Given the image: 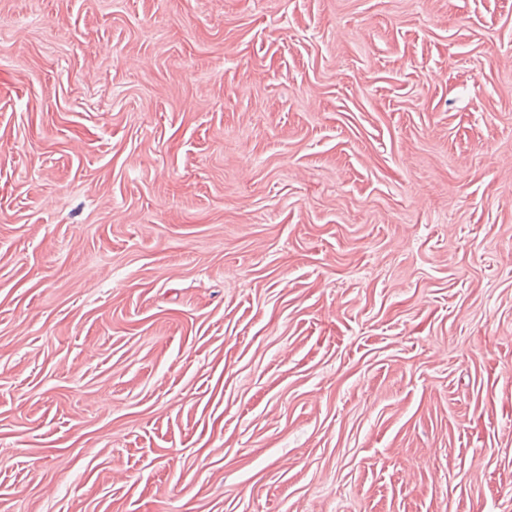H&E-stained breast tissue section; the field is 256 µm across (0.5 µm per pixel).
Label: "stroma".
Instances as JSON below:
<instances>
[{
	"label": "stroma",
	"instance_id": "1",
	"mask_svg": "<svg viewBox=\"0 0 512 512\" xmlns=\"http://www.w3.org/2000/svg\"><path fill=\"white\" fill-rule=\"evenodd\" d=\"M0 512H512V0H0Z\"/></svg>",
	"mask_w": 512,
	"mask_h": 512
}]
</instances>
